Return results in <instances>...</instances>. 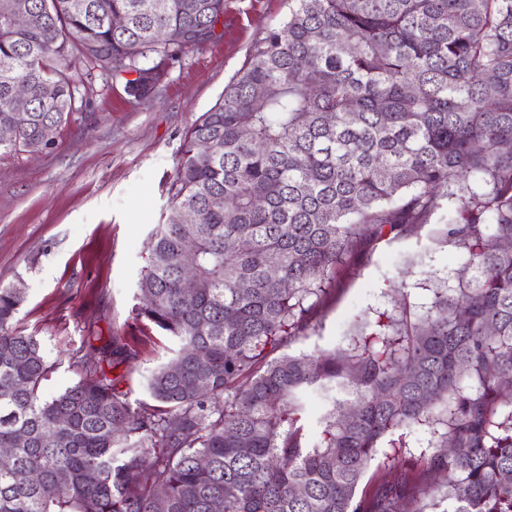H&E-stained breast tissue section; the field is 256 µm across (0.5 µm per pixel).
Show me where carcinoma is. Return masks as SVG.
Listing matches in <instances>:
<instances>
[{
  "instance_id": "cac0c4a2",
  "label": "carcinoma",
  "mask_w": 512,
  "mask_h": 512,
  "mask_svg": "<svg viewBox=\"0 0 512 512\" xmlns=\"http://www.w3.org/2000/svg\"><path fill=\"white\" fill-rule=\"evenodd\" d=\"M290 2L187 131L168 182L136 315L180 349L148 378L152 403L112 374L138 357L123 336L73 350L83 375L43 397L54 363L15 326L24 289L0 285V512H512V0ZM225 11L0 0V127L15 129L0 153L53 148L45 129L98 79L154 94L146 73L215 40ZM446 201L440 237L466 256L455 287L356 325L343 349L272 356L316 330L365 240ZM311 393L327 403L315 439ZM419 426L442 483L358 496L379 449Z\"/></svg>"
}]
</instances>
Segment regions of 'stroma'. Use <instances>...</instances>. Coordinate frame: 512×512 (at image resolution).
I'll use <instances>...</instances> for the list:
<instances>
[{
    "mask_svg": "<svg viewBox=\"0 0 512 512\" xmlns=\"http://www.w3.org/2000/svg\"><path fill=\"white\" fill-rule=\"evenodd\" d=\"M288 12V0H228L221 37L187 52L153 96L135 100L122 83L95 82L52 149L0 155V285L25 290L15 324L54 364L44 397L77 382L80 369L71 352L83 339L100 347L128 336L140 341L141 354L123 390L131 401H147L150 373L179 348L134 313L151 233L169 213L166 183L188 129ZM447 219L442 210L400 234L365 242L317 306L316 333L284 344L280 354L347 344L356 321L391 309L399 280L408 283V302H431L438 284L452 281L465 261L433 238ZM406 442L395 461L373 462L360 495L398 476L439 482L426 471L429 431L415 429Z\"/></svg>",
    "mask_w": 512,
    "mask_h": 512,
    "instance_id": "35a3bbf8",
    "label": "stroma"
}]
</instances>
